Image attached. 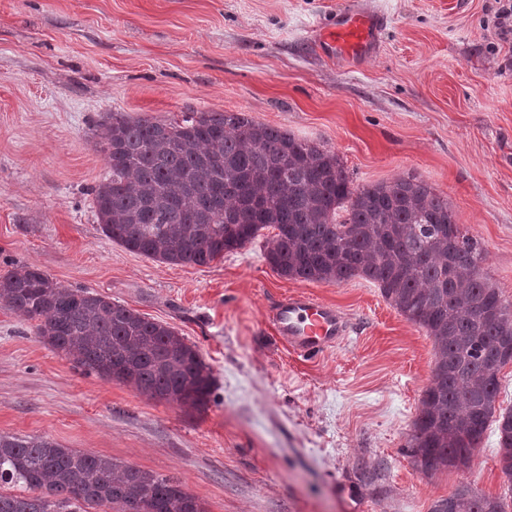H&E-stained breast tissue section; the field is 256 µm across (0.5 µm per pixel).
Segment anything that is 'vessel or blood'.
<instances>
[{
  "label": "vessel or blood",
  "mask_w": 512,
  "mask_h": 512,
  "mask_svg": "<svg viewBox=\"0 0 512 512\" xmlns=\"http://www.w3.org/2000/svg\"><path fill=\"white\" fill-rule=\"evenodd\" d=\"M383 15L358 6L337 14L335 21L317 40L318 48L337 59H363L376 51ZM279 338L297 355L314 357L336 346L347 334L342 313L332 305L306 293L282 299L272 312Z\"/></svg>",
  "instance_id": "vessel-or-blood-1"
}]
</instances>
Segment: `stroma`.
I'll use <instances>...</instances> for the list:
<instances>
[{"mask_svg":"<svg viewBox=\"0 0 512 512\" xmlns=\"http://www.w3.org/2000/svg\"><path fill=\"white\" fill-rule=\"evenodd\" d=\"M371 2L378 47L352 63L323 57L312 33L354 0H0V275L34 267L167 323L215 378L205 409L158 402L86 373L1 307L0 434L175 477L205 512H351L355 499L431 512L462 481L512 512L494 430L467 469L415 466L432 341L376 284L280 276L270 227L210 264L172 265L97 219L106 113L243 112L335 151L354 185L413 177L448 198L512 302V35L494 34L495 0ZM297 292L349 322L310 360L269 323Z\"/></svg>","mask_w":512,"mask_h":512,"instance_id":"35a3bbf8","label":"stroma"}]
</instances>
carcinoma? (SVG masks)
Masks as SVG:
<instances>
[{"label":"carcinoma","instance_id":"1","mask_svg":"<svg viewBox=\"0 0 512 512\" xmlns=\"http://www.w3.org/2000/svg\"><path fill=\"white\" fill-rule=\"evenodd\" d=\"M109 177L92 188L102 232L125 249L170 264L207 265L275 229L264 244L279 275L338 285L359 277L434 342L431 385L409 453L432 474L468 466L489 423L512 480V408L497 410L498 375L512 357V309L483 273L484 251L456 234L448 255V199L398 178L352 186L333 151L244 112H187L97 125ZM498 303L493 319L484 306ZM0 305L38 321L54 350L106 380L200 409L213 377L196 347L169 325L112 298L71 289L29 266L0 276ZM204 512L179 481L43 438L0 435V512ZM431 512H504L460 483Z\"/></svg>","mask_w":512,"mask_h":512}]
</instances>
